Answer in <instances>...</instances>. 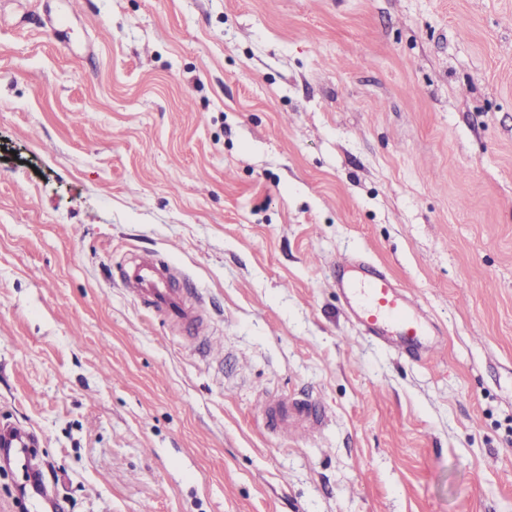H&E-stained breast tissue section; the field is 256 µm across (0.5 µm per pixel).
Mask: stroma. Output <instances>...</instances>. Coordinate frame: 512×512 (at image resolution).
Masks as SVG:
<instances>
[{"label":"stroma","mask_w":512,"mask_h":512,"mask_svg":"<svg viewBox=\"0 0 512 512\" xmlns=\"http://www.w3.org/2000/svg\"><path fill=\"white\" fill-rule=\"evenodd\" d=\"M140 253L198 323L123 286ZM342 255L433 353L351 321ZM3 425L61 512H512V0L7 5ZM259 414L266 418L279 436L288 433L309 435L311 429L320 426L317 418L311 415L307 402L287 397L266 398L259 408Z\"/></svg>","instance_id":"obj_1"}]
</instances>
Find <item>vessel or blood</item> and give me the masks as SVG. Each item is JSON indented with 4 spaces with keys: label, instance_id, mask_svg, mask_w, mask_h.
Returning <instances> with one entry per match:
<instances>
[{
    "label": "vessel or blood",
    "instance_id": "obj_1",
    "mask_svg": "<svg viewBox=\"0 0 512 512\" xmlns=\"http://www.w3.org/2000/svg\"><path fill=\"white\" fill-rule=\"evenodd\" d=\"M346 259L333 265L336 286L346 296L352 319L366 335L379 342L402 348L430 350L427 316L404 291L383 272L369 271L360 278H348ZM169 266L150 254L139 255L123 272V284L130 292L167 319L184 322L193 319L194 308L181 290L173 288ZM259 413L278 434H309L318 425L304 401L285 397L266 398ZM32 436L21 429L0 428V459L24 466L35 512H56L58 505L40 480V468L32 458Z\"/></svg>",
    "mask_w": 512,
    "mask_h": 512
}]
</instances>
